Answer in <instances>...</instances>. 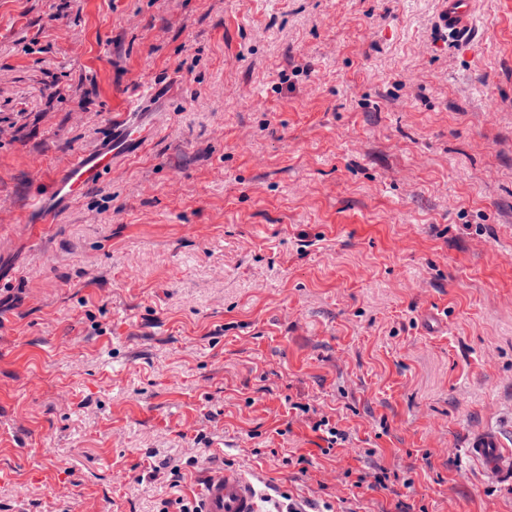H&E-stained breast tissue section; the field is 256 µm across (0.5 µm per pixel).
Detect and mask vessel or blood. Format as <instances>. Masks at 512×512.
I'll use <instances>...</instances> for the list:
<instances>
[{"label":"vessel or blood","mask_w":512,"mask_h":512,"mask_svg":"<svg viewBox=\"0 0 512 512\" xmlns=\"http://www.w3.org/2000/svg\"><path fill=\"white\" fill-rule=\"evenodd\" d=\"M476 0H448L441 17L455 41L466 42L476 36ZM155 94L147 88L135 98L107 140L94 150L75 155L52 179L47 192L38 196L34 205L43 213V223L50 224L59 207L72 204L79 190L111 171L117 160L137 152L144 145L135 131L149 113L148 104ZM465 454L481 464L496 482L512 483V447L501 432L487 429L470 436ZM201 512H260L254 485L240 471L227 468L209 476L202 494Z\"/></svg>","instance_id":"1"}]
</instances>
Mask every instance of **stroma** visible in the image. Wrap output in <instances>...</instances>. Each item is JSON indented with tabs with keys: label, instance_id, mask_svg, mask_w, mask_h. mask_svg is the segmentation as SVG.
Returning <instances> with one entry per match:
<instances>
[{
	"label": "stroma",
	"instance_id": "35a3bbf8",
	"mask_svg": "<svg viewBox=\"0 0 512 512\" xmlns=\"http://www.w3.org/2000/svg\"><path fill=\"white\" fill-rule=\"evenodd\" d=\"M445 8L0 0V512L227 466L307 512H512L462 453L512 429V0L464 46ZM154 84L143 151L36 235Z\"/></svg>",
	"mask_w": 512,
	"mask_h": 512
}]
</instances>
